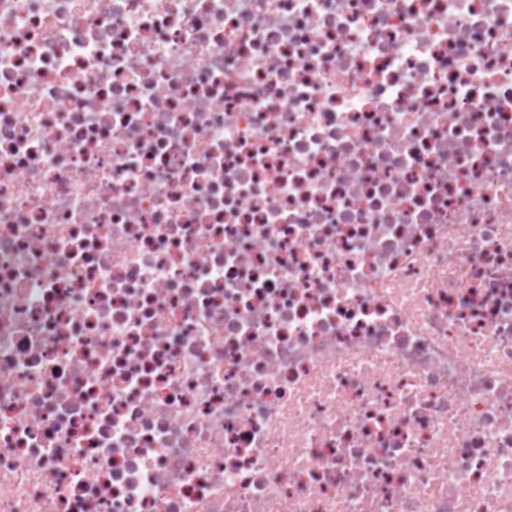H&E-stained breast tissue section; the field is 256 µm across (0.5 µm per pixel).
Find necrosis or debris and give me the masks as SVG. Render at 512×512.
<instances>
[{"mask_svg": "<svg viewBox=\"0 0 512 512\" xmlns=\"http://www.w3.org/2000/svg\"><path fill=\"white\" fill-rule=\"evenodd\" d=\"M0 512H512V0H0Z\"/></svg>", "mask_w": 512, "mask_h": 512, "instance_id": "necrosis-or-debris-1", "label": "necrosis or debris"}]
</instances>
